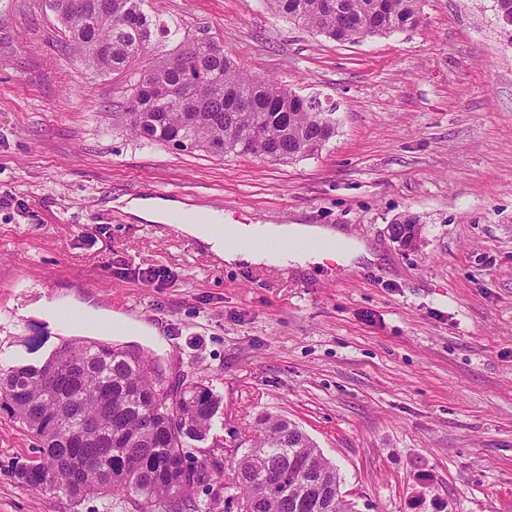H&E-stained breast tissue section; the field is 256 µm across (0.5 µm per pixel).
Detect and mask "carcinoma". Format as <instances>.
I'll return each instance as SVG.
<instances>
[{
	"label": "carcinoma",
	"mask_w": 512,
	"mask_h": 512,
	"mask_svg": "<svg viewBox=\"0 0 512 512\" xmlns=\"http://www.w3.org/2000/svg\"><path fill=\"white\" fill-rule=\"evenodd\" d=\"M74 55L92 71L125 75L124 111L115 120L138 138L181 151L256 155L289 162L320 153L336 134L334 112L269 79L244 74L231 53L209 38L180 36L160 23L148 0H49ZM420 0H266L268 8L336 42L385 36L419 21ZM203 83L193 95V81ZM154 359L92 339L62 343L39 367L0 368V410L37 441L33 461L15 466L24 486L80 500L109 494L133 512H212L189 489L224 469L193 460L190 449L210 436L222 399L194 383L172 389ZM59 373L47 387L42 374ZM92 463L72 474L81 454ZM288 470L285 483L263 492L268 468ZM245 512H354L335 465L293 422L267 415L256 438L231 459ZM303 502L295 510V501Z\"/></svg>",
	"instance_id": "1"
}]
</instances>
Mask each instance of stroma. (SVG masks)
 <instances>
[{
  "label": "stroma",
  "instance_id": "obj_1",
  "mask_svg": "<svg viewBox=\"0 0 512 512\" xmlns=\"http://www.w3.org/2000/svg\"><path fill=\"white\" fill-rule=\"evenodd\" d=\"M150 7L334 108L336 134L284 163L148 143L113 120L123 85L76 60L48 0H0V368L107 341L222 397L224 445L196 460L280 415L357 512H512V26L494 0H421L414 28L345 44L264 0ZM166 194L228 224L337 227L378 258L228 268L124 210ZM405 214L414 250L390 236ZM118 315L150 334L112 332ZM34 445L0 410V512H132L23 486L12 468ZM410 215V214H407ZM407 215L400 216L394 220V223L390 226V236L395 242L399 243L400 246L406 249H415L420 242L421 239V223H419L418 219L414 216L415 222L402 223V221ZM399 221V222H397ZM419 223V224H414ZM397 224L409 225L410 230H408L404 236L399 237L396 234L395 226Z\"/></svg>",
  "mask_w": 512,
  "mask_h": 512
}]
</instances>
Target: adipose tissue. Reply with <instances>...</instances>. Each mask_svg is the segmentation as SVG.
<instances>
[{
    "label": "adipose tissue",
    "mask_w": 512,
    "mask_h": 512,
    "mask_svg": "<svg viewBox=\"0 0 512 512\" xmlns=\"http://www.w3.org/2000/svg\"><path fill=\"white\" fill-rule=\"evenodd\" d=\"M125 210L140 222L170 224L193 238L203 248L230 267L259 265H289L305 269L324 261L351 264L354 260L373 259L374 252L365 242L350 238L337 228L316 224H228L219 210L207 211L205 219H193L187 204L168 198L133 197ZM252 239L266 241L267 249L249 247ZM315 239L329 244L330 252L297 251L286 255L276 253L274 244L283 241ZM342 244L341 252H333V244Z\"/></svg>",
    "instance_id": "obj_1"
}]
</instances>
